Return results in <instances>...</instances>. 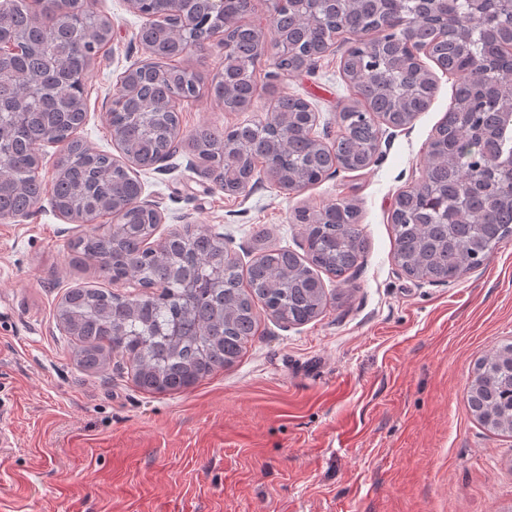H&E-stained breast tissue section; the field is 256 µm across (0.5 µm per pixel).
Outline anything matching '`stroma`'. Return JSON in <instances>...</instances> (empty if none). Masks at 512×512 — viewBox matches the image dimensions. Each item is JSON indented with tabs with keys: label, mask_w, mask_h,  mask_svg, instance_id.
<instances>
[{
	"label": "stroma",
	"mask_w": 512,
	"mask_h": 512,
	"mask_svg": "<svg viewBox=\"0 0 512 512\" xmlns=\"http://www.w3.org/2000/svg\"><path fill=\"white\" fill-rule=\"evenodd\" d=\"M112 39L91 65L76 136L115 153L106 120L123 73L147 60L145 21L126 0H92ZM346 44L308 73L271 80L256 67L245 112L225 111L208 84L224 65L217 44L176 58L205 82L179 106L181 130L232 128L270 117L278 96L307 101L324 143L358 97L346 85ZM436 90L409 125L384 127L376 161L297 192L262 179L230 195L180 145L139 171L164 215L154 240L183 225L223 235L247 267L254 236L305 255L298 209L345 202L368 248L356 266L323 275V313L302 325L257 312L241 356L178 393L149 392L128 365L79 367L57 319L73 288L108 287L95 265L71 263L82 224L61 218L46 191L28 216L0 220V512H512V435L481 426L468 404L475 362L512 343V239L448 283L408 276L394 261L391 213L422 176L428 143L453 104L454 79L430 57Z\"/></svg>",
	"instance_id": "1"
}]
</instances>
